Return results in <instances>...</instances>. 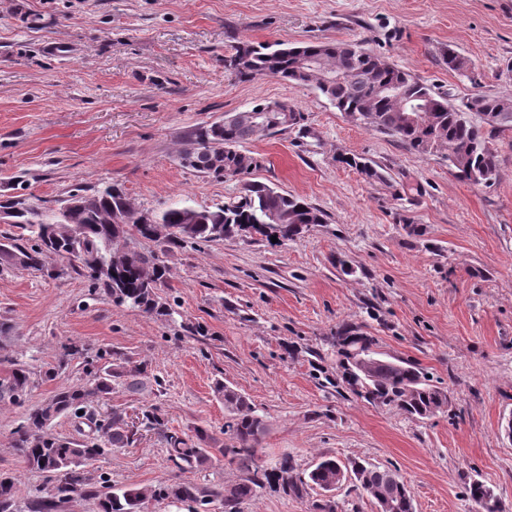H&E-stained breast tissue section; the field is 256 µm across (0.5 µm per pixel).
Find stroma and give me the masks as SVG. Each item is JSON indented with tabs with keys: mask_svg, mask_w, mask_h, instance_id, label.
<instances>
[{
	"mask_svg": "<svg viewBox=\"0 0 512 512\" xmlns=\"http://www.w3.org/2000/svg\"><path fill=\"white\" fill-rule=\"evenodd\" d=\"M321 40L362 43L452 102L512 95V0H0V200L54 210L112 183L143 209L183 199L216 209L243 181L183 166L181 151L225 113L282 101L307 130L248 143L252 178L326 215L279 245L243 233L160 251L165 316L113 305L61 258L40 271L0 265V376L17 360L33 373L25 405L0 402V471L21 496L48 495L55 481L26 469L14 430L29 407L88 382L84 351L108 350L147 363L150 377L136 393L113 386L109 407H154L169 431L223 443L220 381L266 418L265 464L390 467L415 512H475L467 488L478 480L512 512V129L488 135L498 175L475 185L444 153L417 154L314 89L225 67L242 44ZM451 49L465 70H449ZM344 330L416 363L447 390V411L421 420L356 397L336 373ZM94 469L116 486L242 476L219 455L177 472L151 431ZM318 497L263 489L241 512H312Z\"/></svg>",
	"mask_w": 512,
	"mask_h": 512,
	"instance_id": "35a3bbf8",
	"label": "stroma"
}]
</instances>
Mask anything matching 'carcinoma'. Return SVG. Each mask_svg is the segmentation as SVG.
Listing matches in <instances>:
<instances>
[{"label":"carcinoma","mask_w":512,"mask_h":512,"mask_svg":"<svg viewBox=\"0 0 512 512\" xmlns=\"http://www.w3.org/2000/svg\"><path fill=\"white\" fill-rule=\"evenodd\" d=\"M307 59L315 61L309 67ZM229 67L241 80L257 76L277 77L297 86L311 87L350 120L395 136L418 154L446 152L448 167L473 184H490L497 174V155L483 135L474 116L491 130L512 129V95L489 96L474 93L458 104L439 91L383 57L355 42L249 43L235 47ZM338 79L326 82L324 75ZM268 103L230 113L233 120L224 125L207 124L194 132L190 147L180 154L181 163L215 177L241 179L252 173L257 160L241 151L244 144L281 132L273 126L278 113L268 112ZM262 115L266 127L254 124ZM339 162L359 170L366 178L383 180L372 165L354 157ZM74 206L64 217L24 199L8 200L16 209L15 227L19 236L0 242V265L41 270L51 257L72 260L84 256L73 271L88 278L116 306L147 314L164 315L167 307L159 290L167 279V266L153 253L130 247L139 236L165 247L183 242H210L241 233H255L271 240L288 241L311 225L325 223L324 214L306 200L285 195L259 181L245 185L244 195L215 210L197 208L182 200L159 211L139 209L116 185H106L91 194L71 195ZM37 241L27 248L24 237ZM368 336L349 332L337 337V371L344 384L358 398L379 407L395 408L411 417L426 419L444 412L448 394L412 363L386 356V363L374 358L381 352ZM91 361L104 366L88 385L64 387L49 400L28 410L23 424L14 432L13 448L27 470L56 477L55 492L47 497L21 498L17 479L0 472V512H65L75 496L91 500L97 512H148V505L166 502L181 504L188 512H208L218 501L224 512H240V505L263 488L274 489L302 499L308 490H324L336 483L341 463L322 458L308 472H300L288 456L272 468L261 464L257 447L268 431V424L248 397L238 390L216 383L224 396L227 421L224 434L229 443L214 449L215 439L197 430L189 441L168 430L154 410L142 412L144 424L167 444L168 460L179 471L198 468L211 461L213 453L237 466L243 478L232 483L202 486L193 482H161L156 485L116 487L105 477L89 475L86 467L105 453L104 446L126 448L137 441V432L119 410L102 412L94 403L112 394V384H123L131 391L143 386L147 369L111 351H97ZM32 372L22 363L0 378V402L24 403L32 384ZM83 417L94 421V430L82 437H60L47 432L60 416ZM353 480L377 505L382 497L391 499L389 512H413L412 499L396 471L350 462ZM469 498L480 512H499L489 487L475 481L468 488Z\"/></svg>","instance_id":"carcinoma-1"}]
</instances>
